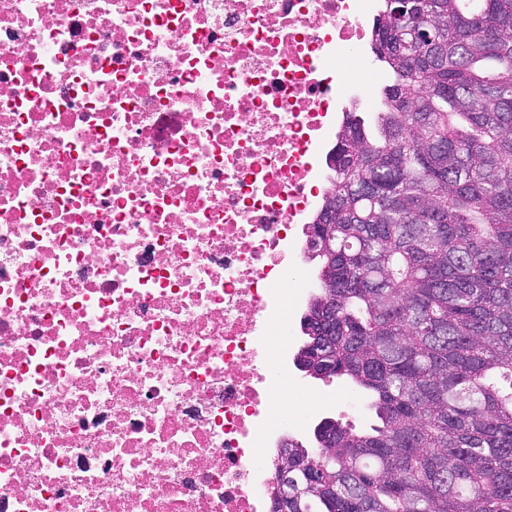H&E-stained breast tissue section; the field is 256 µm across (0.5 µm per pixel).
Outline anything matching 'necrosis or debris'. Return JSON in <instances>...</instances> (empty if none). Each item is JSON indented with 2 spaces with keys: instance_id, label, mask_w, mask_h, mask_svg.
<instances>
[{
  "instance_id": "obj_1",
  "label": "necrosis or debris",
  "mask_w": 512,
  "mask_h": 512,
  "mask_svg": "<svg viewBox=\"0 0 512 512\" xmlns=\"http://www.w3.org/2000/svg\"><path fill=\"white\" fill-rule=\"evenodd\" d=\"M379 3L0 0V512H272Z\"/></svg>"
}]
</instances>
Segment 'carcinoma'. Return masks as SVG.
I'll list each match as a JSON object with an SVG mask.
<instances>
[{
  "label": "carcinoma",
  "instance_id": "cac0c4a2",
  "mask_svg": "<svg viewBox=\"0 0 512 512\" xmlns=\"http://www.w3.org/2000/svg\"><path fill=\"white\" fill-rule=\"evenodd\" d=\"M473 2L374 20L391 80L338 133L295 356L373 423L289 441L273 512H512V0ZM406 1L410 0H393L389 2L391 5L394 6L392 14L404 20L408 30L413 35L417 36L420 40L425 41L429 39V32L425 28L420 26L417 16H415L413 12L409 11L408 13L406 6L403 5L407 4Z\"/></svg>",
  "mask_w": 512,
  "mask_h": 512
}]
</instances>
